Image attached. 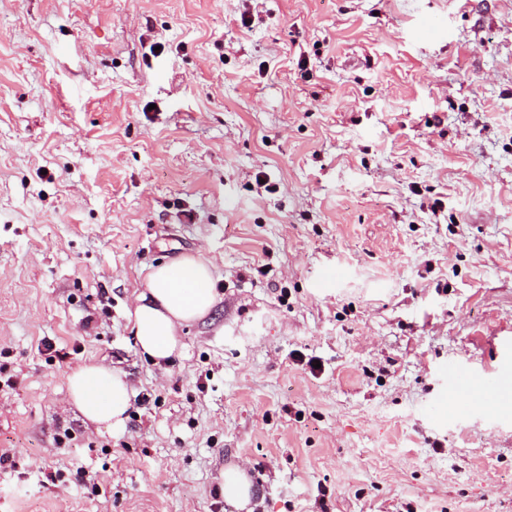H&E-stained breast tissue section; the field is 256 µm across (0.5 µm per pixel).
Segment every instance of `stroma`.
<instances>
[{"label": "stroma", "instance_id": "stroma-1", "mask_svg": "<svg viewBox=\"0 0 512 512\" xmlns=\"http://www.w3.org/2000/svg\"><path fill=\"white\" fill-rule=\"evenodd\" d=\"M1 454L0 512H512V0H0ZM211 271L194 256L154 268L136 298L130 321L142 353L155 364L168 362L183 347L181 329L206 316L216 302ZM72 404L92 423L120 430L133 390L125 374L101 363L86 364L68 378ZM224 498L246 507L252 495V483L239 468L224 472Z\"/></svg>", "mask_w": 512, "mask_h": 512}]
</instances>
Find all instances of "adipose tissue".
<instances>
[{"mask_svg":"<svg viewBox=\"0 0 512 512\" xmlns=\"http://www.w3.org/2000/svg\"><path fill=\"white\" fill-rule=\"evenodd\" d=\"M207 264L186 256L154 268L136 298L130 321L142 353L154 363L168 362L183 347L185 325L206 316L216 302ZM72 404L92 423L123 428L133 390L123 373L101 363L87 364L68 378Z\"/></svg>","mask_w":512,"mask_h":512,"instance_id":"adipose-tissue-1","label":"adipose tissue"}]
</instances>
